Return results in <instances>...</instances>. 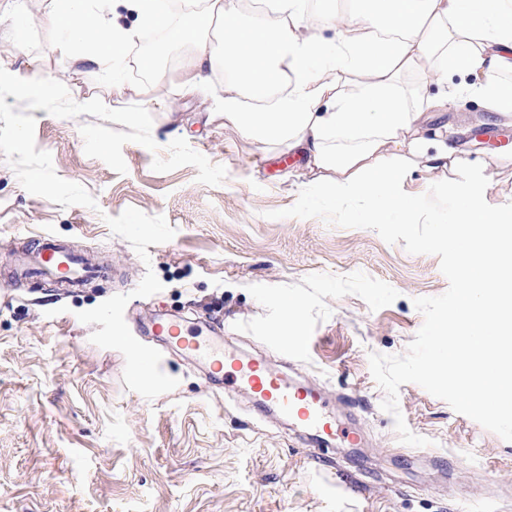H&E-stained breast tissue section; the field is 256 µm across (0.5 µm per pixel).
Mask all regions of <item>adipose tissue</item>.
<instances>
[{
	"label": "adipose tissue",
	"mask_w": 512,
	"mask_h": 512,
	"mask_svg": "<svg viewBox=\"0 0 512 512\" xmlns=\"http://www.w3.org/2000/svg\"><path fill=\"white\" fill-rule=\"evenodd\" d=\"M85 0H51L42 21L61 33L71 66L93 70L122 53L133 29L120 21L164 30L189 45L185 85L205 81L224 65L228 89L224 119L246 139L286 145L327 172L325 198L336 206L363 205L367 223L411 222L420 201L404 189L415 168L435 178L463 167L447 125L426 126V114L444 109L447 95L431 96L416 83H440L459 74L485 107L512 114V0H349L341 13L306 20L302 0H273L269 15L244 19L239 0H196L180 15L156 0H112L104 16ZM352 75L348 88L340 75ZM484 167L468 169L462 203L447 241L463 248L466 305L445 337L448 366L461 395L478 411L512 396V374L500 360L512 357V315L499 293L506 266L503 241L512 223L475 202Z\"/></svg>",
	"instance_id": "adipose-tissue-1"
}]
</instances>
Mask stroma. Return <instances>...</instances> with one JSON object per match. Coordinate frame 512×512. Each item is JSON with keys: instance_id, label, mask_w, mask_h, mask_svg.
<instances>
[{"instance_id": "obj_1", "label": "stroma", "mask_w": 512, "mask_h": 512, "mask_svg": "<svg viewBox=\"0 0 512 512\" xmlns=\"http://www.w3.org/2000/svg\"><path fill=\"white\" fill-rule=\"evenodd\" d=\"M49 6L0 0L6 70L59 80L79 103L143 105L159 150L125 144L120 174L84 152L80 128L94 116L33 110L37 149L95 197L93 210L28 193L0 155V512H512V442L407 383L399 410L429 444H403L370 372V353L399 355L414 340L423 324L415 298L447 290L438 257L369 229L268 218L291 207L311 175L305 159L247 141L225 123L223 66L183 94L186 51L177 48V67L136 80L132 65L146 48L138 35L100 70L77 72L52 50L58 36L40 20ZM17 13L30 16L18 32ZM459 82L451 78L457 92L435 120L458 128L464 159L479 164L512 149V118L488 112ZM178 137L226 167L221 185L199 183L192 166L153 170ZM129 207L164 216L176 230L149 246V262L106 223ZM22 234L105 256L117 276L77 294L49 281L2 283L13 263L7 242ZM149 269L163 289L130 300L125 321L179 381L151 400L128 389L123 355L92 344V326L77 318ZM286 299L299 305L298 322L285 323ZM159 313L189 327L227 326L228 347L320 390L337 425L357 430L361 445L307 447L300 427L259 416L251 394L212 387L202 365L148 332Z\"/></svg>"}]
</instances>
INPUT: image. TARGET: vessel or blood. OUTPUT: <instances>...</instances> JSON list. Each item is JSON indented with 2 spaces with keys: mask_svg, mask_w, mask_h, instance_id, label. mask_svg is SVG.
<instances>
[{
  "mask_svg": "<svg viewBox=\"0 0 512 512\" xmlns=\"http://www.w3.org/2000/svg\"><path fill=\"white\" fill-rule=\"evenodd\" d=\"M22 275L34 278L53 276L61 287L78 289L91 280L107 275L105 265L92 254L77 253L63 242L40 237L31 249L19 255ZM153 335L185 351L210 369V379L217 388L249 391L266 409H276L281 417L296 421L311 432L313 447L343 438L357 442L352 430H337L336 420L327 409V400L319 392L299 385H288L258 359H246L224 348V339L203 332L188 333L177 320L159 317L152 321Z\"/></svg>",
  "mask_w": 512,
  "mask_h": 512,
  "instance_id": "vessel-or-blood-1",
  "label": "vessel or blood"
}]
</instances>
